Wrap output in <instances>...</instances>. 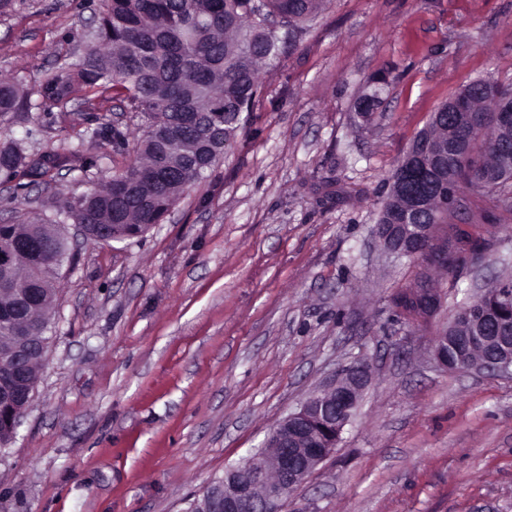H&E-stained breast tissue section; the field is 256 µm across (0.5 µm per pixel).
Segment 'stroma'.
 Masks as SVG:
<instances>
[{
    "instance_id": "stroma-1",
    "label": "stroma",
    "mask_w": 512,
    "mask_h": 512,
    "mask_svg": "<svg viewBox=\"0 0 512 512\" xmlns=\"http://www.w3.org/2000/svg\"><path fill=\"white\" fill-rule=\"evenodd\" d=\"M101 0H13L0 77L32 107L0 143L69 166L0 187V220L55 219L60 199L134 159L93 140L144 118L111 93L43 104L81 55ZM385 76L371 118L359 97ZM512 85V0H331L262 74V97L207 178L144 236L94 242L74 223L34 400L0 460V512H188L225 469L339 370L373 378L335 451L281 512H512V375L447 370L433 341L459 306L512 279V211L470 190L449 223L486 221L492 247L438 271L442 308L400 320L417 269L375 229L387 180L431 112L470 81Z\"/></svg>"
}]
</instances>
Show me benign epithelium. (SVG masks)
<instances>
[{
    "label": "benign epithelium",
    "instance_id": "1",
    "mask_svg": "<svg viewBox=\"0 0 512 512\" xmlns=\"http://www.w3.org/2000/svg\"><path fill=\"white\" fill-rule=\"evenodd\" d=\"M447 114L455 121V135L437 148L427 139L416 141L402 164L404 171L418 173L425 184L424 191L409 197L412 213L427 211L436 197L445 198L450 209L459 205V196L446 191V160L458 156L478 131L468 91L448 102V113L434 112L431 118L439 124ZM78 228L87 238L111 241L100 224H80ZM376 235L388 253L409 255L424 268L434 261L448 262L446 224H378ZM22 261L35 269L42 264L40 237L16 234L0 245V287H12L13 274ZM22 313L23 309L13 303L0 308V321L7 322L13 334L23 338L29 335V326ZM459 319L465 324L477 320L475 332L454 336L464 357L457 363L448 362L445 331L434 338L438 363L447 369L511 373L512 290L499 292L482 305L477 316L473 307L464 308ZM43 349L42 344L24 342L0 358V423L7 424L13 434L33 401L35 387L29 369ZM371 378L372 368L365 361L343 368L333 383L312 394L298 411L288 414L270 431L264 443L267 452L226 469L224 479L211 484L203 497L195 499L189 512H279L288 493L334 451Z\"/></svg>",
    "mask_w": 512,
    "mask_h": 512
}]
</instances>
